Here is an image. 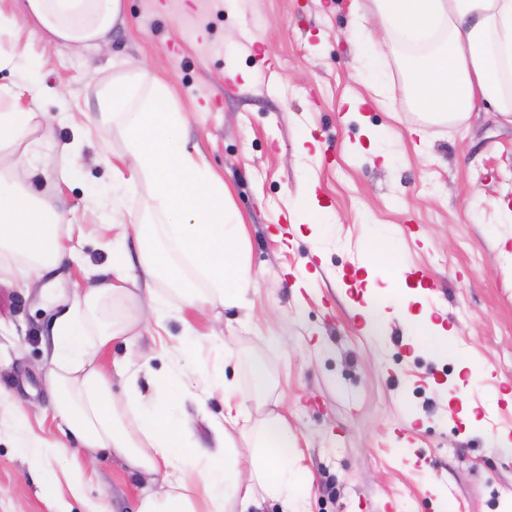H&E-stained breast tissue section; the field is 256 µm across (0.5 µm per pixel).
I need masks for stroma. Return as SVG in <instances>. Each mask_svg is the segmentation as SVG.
Segmentation results:
<instances>
[{
    "mask_svg": "<svg viewBox=\"0 0 512 512\" xmlns=\"http://www.w3.org/2000/svg\"><path fill=\"white\" fill-rule=\"evenodd\" d=\"M367 0H123L106 53L53 48L22 12L0 0L14 25L0 34V104L50 113L31 187L62 217L74 260L49 271L64 297L0 282V512H137L143 484L104 455L84 463L81 495L71 461L50 455L58 497L46 503L28 456L15 445L17 414L45 443L58 436L44 387V341L69 313L89 269L112 261L116 231L148 211V184L120 205L102 196L126 170L119 125L91 122L103 92L129 60L148 65L183 113L194 156L223 179L228 204L247 226V259L259 285L248 308L178 312L164 327L120 336L100 357L115 394L116 361L150 358L145 396L161 384L192 327L207 364L224 363L249 387L247 363L262 360L270 398L281 399L295 436L290 458L314 485L305 512H512V124L480 105L462 124L432 122L414 102L403 64L353 38ZM399 111H389L387 100ZM80 140L67 182L55 179L60 148ZM312 197L317 213L301 206ZM118 239V238H117ZM383 243L387 255L369 248ZM404 281H389L386 258ZM413 268L423 277L410 276ZM411 312L450 329L434 358L410 343L395 315L402 288ZM382 309V333L365 332V298ZM233 357L222 362L210 336ZM473 369H466V362ZM191 439L216 436L205 419L224 415V392L187 373L174 397ZM476 408L467 424L464 406Z\"/></svg>",
    "mask_w": 512,
    "mask_h": 512,
    "instance_id": "35a3bbf8",
    "label": "stroma"
}]
</instances>
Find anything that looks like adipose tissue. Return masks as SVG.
Here are the masks:
<instances>
[{"label": "adipose tissue", "instance_id": "adipose-tissue-1", "mask_svg": "<svg viewBox=\"0 0 512 512\" xmlns=\"http://www.w3.org/2000/svg\"><path fill=\"white\" fill-rule=\"evenodd\" d=\"M355 31L366 42L377 41L404 57L417 106L436 122L463 123L479 101L490 102L512 124V0H371ZM25 8L50 44L103 49L122 11V0H25ZM135 88L107 91L100 100L96 123H119L131 157L130 177L148 183L161 224L134 225L142 240L139 271L120 256L110 267L93 271L85 287L73 294L74 313L55 322L51 369L46 384L55 399L54 417L61 442L48 446L28 430L27 418L16 422L17 445L29 449L32 461L49 453L72 456L74 447L106 452L120 459L147 486L138 512H265L275 500L281 512H299L293 490L296 469L272 463L269 446L291 448L292 432L285 415L271 408L266 395L268 371L262 361L249 367L251 392H244L223 368L202 367L194 336H187L165 380L168 390L180 385L184 370L197 371L203 382L224 392V416L209 419L219 445L184 448L173 458L176 437L186 431L170 400L146 402L138 373L130 363L117 365L125 376L124 400H116L99 354L119 336L133 334L142 322L163 321L173 312L157 289L165 280L185 305L205 310L218 305H244L258 279L246 256L247 229L230 213L224 182L193 156L180 135L182 113L169 110L167 93L143 64L130 68ZM149 89L142 107H131L136 89ZM43 118L39 112L0 107V252L18 256L13 276L23 284H40L50 268L72 259L60 218L26 185L30 158L38 142L33 134ZM180 253L210 281L200 288L174 262ZM232 291H225V283ZM130 303L122 318L112 316L113 301ZM412 294L401 296L397 308L417 328L412 344L431 354H444L448 330L424 313L410 314ZM253 405L257 420L247 438L253 448L242 459L230 434L238 415Z\"/></svg>", "mask_w": 512, "mask_h": 512}]
</instances>
